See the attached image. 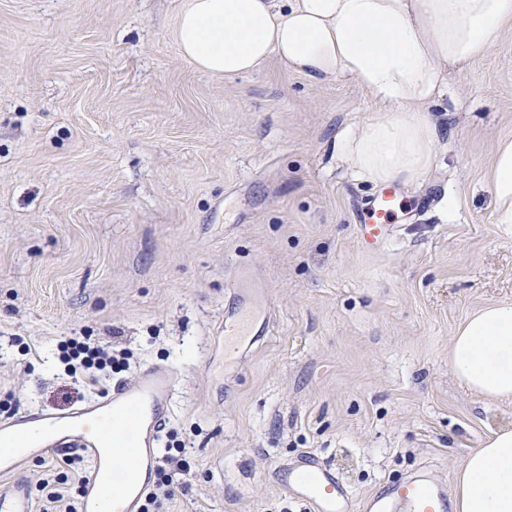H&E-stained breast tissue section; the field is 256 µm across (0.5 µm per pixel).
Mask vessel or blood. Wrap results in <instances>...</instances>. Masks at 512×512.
Here are the masks:
<instances>
[{"instance_id":"vessel-or-blood-1","label":"vessel or blood","mask_w":512,"mask_h":512,"mask_svg":"<svg viewBox=\"0 0 512 512\" xmlns=\"http://www.w3.org/2000/svg\"><path fill=\"white\" fill-rule=\"evenodd\" d=\"M401 204L393 192L361 208L358 228L370 243L385 239ZM174 375L164 366L118 382L102 396L65 414L25 411L0 422V474L10 475L31 457L78 450L91 460L82 482L84 512H140L159 460ZM281 482L315 512H355V502L335 473L319 463L283 466ZM445 486L409 480L370 497L366 512H447ZM0 512H34L24 482L0 487Z\"/></svg>"}]
</instances>
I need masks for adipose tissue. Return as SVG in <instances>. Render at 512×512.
Instances as JSON below:
<instances>
[{"instance_id":"1","label":"adipose tissue","mask_w":512,"mask_h":512,"mask_svg":"<svg viewBox=\"0 0 512 512\" xmlns=\"http://www.w3.org/2000/svg\"><path fill=\"white\" fill-rule=\"evenodd\" d=\"M512 24V0H185L177 40L202 74L227 79L270 57L313 80L355 79L383 114L340 140L356 175L376 186L414 184L433 161L430 113L449 67L491 49ZM486 183L495 222L512 236V139L496 145ZM448 367L469 391L512 400V303L467 316ZM454 512H512V429L494 432L456 473Z\"/></svg>"}]
</instances>
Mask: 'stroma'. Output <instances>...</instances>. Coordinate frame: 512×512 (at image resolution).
<instances>
[{
    "label": "stroma",
    "mask_w": 512,
    "mask_h": 512,
    "mask_svg": "<svg viewBox=\"0 0 512 512\" xmlns=\"http://www.w3.org/2000/svg\"><path fill=\"white\" fill-rule=\"evenodd\" d=\"M184 0H0V406L63 413L104 394L59 358L67 337L175 375L163 445L190 471L163 512H315L280 465L311 458L355 501L419 470L446 484L512 427L452 376L454 329L512 302V238L485 182L512 138V26L431 108L425 178L396 184L388 236L356 211L382 195L336 144L384 107L353 79L278 59L233 80L176 40ZM267 336L224 358L240 266Z\"/></svg>",
    "instance_id": "obj_1"
}]
</instances>
